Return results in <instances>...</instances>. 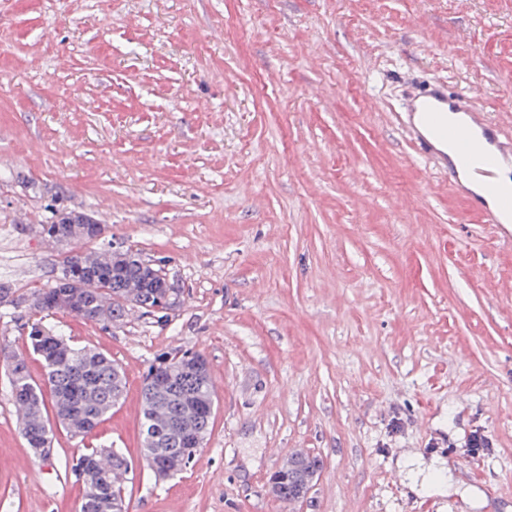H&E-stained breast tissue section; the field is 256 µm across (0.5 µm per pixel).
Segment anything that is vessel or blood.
Wrapping results in <instances>:
<instances>
[{
	"label": "vessel or blood",
	"mask_w": 512,
	"mask_h": 512,
	"mask_svg": "<svg viewBox=\"0 0 512 512\" xmlns=\"http://www.w3.org/2000/svg\"><path fill=\"white\" fill-rule=\"evenodd\" d=\"M470 98V93L449 91L444 78L433 77L408 94L399 122L418 154L430 163L442 166L446 158L424 136V129H431L452 147L457 160L467 166L472 183L483 188L482 193H474L452 177L448 183L453 194L481 223L499 224L504 217H512V188L498 182L499 169L512 166V137L487 112L472 106Z\"/></svg>",
	"instance_id": "obj_1"
}]
</instances>
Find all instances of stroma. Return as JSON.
<instances>
[{
	"instance_id": "stroma-1",
	"label": "stroma",
	"mask_w": 512,
	"mask_h": 512,
	"mask_svg": "<svg viewBox=\"0 0 512 512\" xmlns=\"http://www.w3.org/2000/svg\"><path fill=\"white\" fill-rule=\"evenodd\" d=\"M410 75L512 135V0H0V346L41 378L25 298L59 274L55 210L104 224L79 249L137 250L183 295L162 321L44 318L126 377L49 457L0 366V512H78L58 461L100 446L132 465L128 512H512V223H480L415 153L395 121ZM182 352L217 410L158 479L141 390ZM297 449L322 466L289 504L268 479ZM409 449L484 505L412 494Z\"/></svg>"
}]
</instances>
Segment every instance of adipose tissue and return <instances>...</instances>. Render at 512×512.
I'll list each match as a JSON object with an SVG mask.
<instances>
[{
	"mask_svg": "<svg viewBox=\"0 0 512 512\" xmlns=\"http://www.w3.org/2000/svg\"><path fill=\"white\" fill-rule=\"evenodd\" d=\"M397 466L405 475L411 491L419 492L430 488L442 495L455 493L472 506L482 497L478 489L456 480L451 466L445 460L427 461L420 453L407 451L398 459Z\"/></svg>",
	"mask_w": 512,
	"mask_h": 512,
	"instance_id": "ef3b65f1",
	"label": "adipose tissue"
}]
</instances>
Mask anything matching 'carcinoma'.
Here are the masks:
<instances>
[{"label": "carcinoma", "mask_w": 512, "mask_h": 512, "mask_svg": "<svg viewBox=\"0 0 512 512\" xmlns=\"http://www.w3.org/2000/svg\"><path fill=\"white\" fill-rule=\"evenodd\" d=\"M85 215L73 210L60 211L41 225V233L55 243H71L88 238ZM79 263L83 274L95 279L96 288L77 294L63 288H35L27 296L33 316L72 314L88 322H112L136 309L143 315L159 300H175V288H162L164 273L161 267L142 258L131 249H107L100 253L70 250L60 261L59 277L72 273L74 263ZM30 346L41 357L45 386L33 380L27 360L22 354L3 352L4 359L16 360V367L8 372L7 379L11 400L28 412L30 422L20 427V433L29 448L36 451L47 448L53 431L43 416L45 402H51L59 425L69 421L80 425L74 437H83L93 430L120 400L125 379L119 365L105 353L66 344V360L56 367L48 363L49 356L58 352L60 336L50 332L42 336L28 334ZM188 353L174 355L165 364L161 377L144 382L142 387V436L143 457L154 456L158 471L167 462L182 453L185 444L168 437L174 420L186 427L187 432L198 431L207 435L215 413L214 389L209 371L198 372L187 362ZM194 395L195 408L190 414L181 411L182 397ZM311 456L303 451L291 452L285 463L288 483L272 489V493L285 503L305 481L307 461ZM64 475L87 476L83 482L84 495L80 512H100L98 500L111 498L122 501L120 483L111 476L120 475L130 468L122 452L106 448H88L86 451L60 461Z\"/></svg>", "instance_id": "1"}]
</instances>
